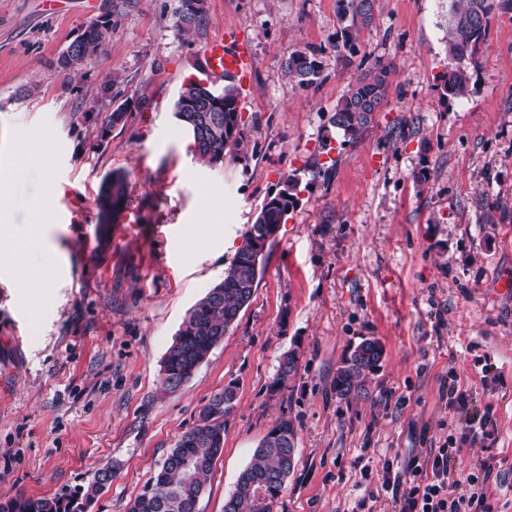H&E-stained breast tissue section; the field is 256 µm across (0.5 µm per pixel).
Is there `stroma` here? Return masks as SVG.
Here are the masks:
<instances>
[{
    "instance_id": "1",
    "label": "stroma",
    "mask_w": 512,
    "mask_h": 512,
    "mask_svg": "<svg viewBox=\"0 0 512 512\" xmlns=\"http://www.w3.org/2000/svg\"><path fill=\"white\" fill-rule=\"evenodd\" d=\"M449 5L375 0L349 55L336 50V0H206L205 23L188 33L177 0H0V154L19 133L52 136L51 169L31 164L9 185L10 221L44 225L62 254L52 284L28 295L0 271V502L64 497L109 467L91 512H128L232 384L224 450L196 512H224L283 418L297 449L274 512H398L383 465L405 471L459 436L453 381L497 424L495 445H464L457 466L489 463L490 502L512 512V12L492 18L479 55L461 64L448 54ZM107 12L103 52L60 68L61 51ZM221 30L248 39L256 61L244 142L204 165L174 103L188 80L207 79L204 50ZM295 51L321 62L305 90L283 71ZM378 59L394 65L387 101L345 141L329 118L359 64ZM460 65L468 93L441 102L438 76ZM142 92L150 109L105 128ZM114 171L129 198L103 248L98 197ZM291 175L298 200L251 300L165 393L161 362L187 312ZM365 338L381 343V367L367 397L339 398L336 369ZM291 350L298 372L270 394Z\"/></svg>"
}]
</instances>
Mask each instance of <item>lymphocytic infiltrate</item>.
<instances>
[{"label":"lymphocytic infiltrate","mask_w":512,"mask_h":512,"mask_svg":"<svg viewBox=\"0 0 512 512\" xmlns=\"http://www.w3.org/2000/svg\"><path fill=\"white\" fill-rule=\"evenodd\" d=\"M448 405L467 415L460 438L450 439L447 447L427 459L412 458L404 478L383 479L384 486L401 490L400 512H493L485 491L491 466L483 463L464 473L456 468L462 444L494 439L493 417L472 410L468 391L453 383L448 386Z\"/></svg>","instance_id":"obj_1"}]
</instances>
